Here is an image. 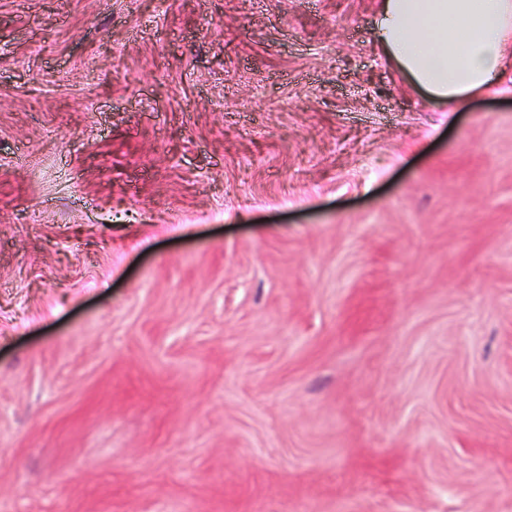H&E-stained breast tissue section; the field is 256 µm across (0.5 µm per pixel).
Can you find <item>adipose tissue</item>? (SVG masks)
Segmentation results:
<instances>
[{"instance_id":"1","label":"adipose tissue","mask_w":512,"mask_h":512,"mask_svg":"<svg viewBox=\"0 0 512 512\" xmlns=\"http://www.w3.org/2000/svg\"><path fill=\"white\" fill-rule=\"evenodd\" d=\"M373 39L400 75L455 109L512 70V0H380Z\"/></svg>"}]
</instances>
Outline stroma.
<instances>
[{"mask_svg": "<svg viewBox=\"0 0 512 512\" xmlns=\"http://www.w3.org/2000/svg\"><path fill=\"white\" fill-rule=\"evenodd\" d=\"M378 0H0V512H512V75ZM373 39L413 86L455 109L512 70L511 0H379Z\"/></svg>", "mask_w": 512, "mask_h": 512, "instance_id": "1", "label": "stroma"}]
</instances>
